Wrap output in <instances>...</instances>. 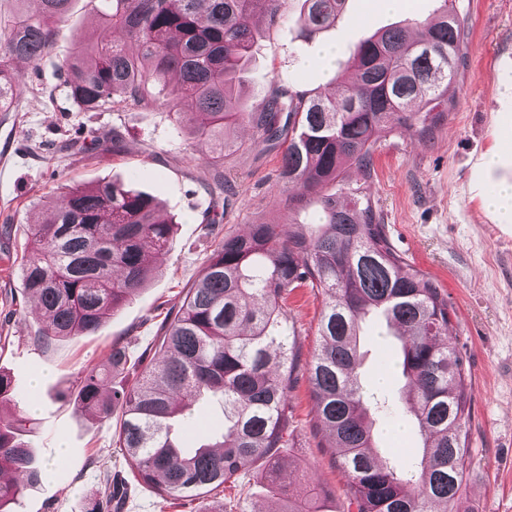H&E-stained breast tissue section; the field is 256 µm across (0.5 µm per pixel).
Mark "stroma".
Returning a JSON list of instances; mask_svg holds the SVG:
<instances>
[{"mask_svg": "<svg viewBox=\"0 0 512 512\" xmlns=\"http://www.w3.org/2000/svg\"><path fill=\"white\" fill-rule=\"evenodd\" d=\"M302 0H286L275 23L259 21L252 57L242 76L245 108L260 106L281 91L328 92L347 78L355 44L381 28L404 26L432 15L442 0H398L382 9L378 0H347L334 27L307 37L296 18ZM467 21L466 54L459 64L453 107L426 139L394 126L375 146L371 175L344 171L351 187L369 186L373 207L395 250L435 280L448 295L450 333L471 374L468 426L471 466L456 512H512V220L486 205L488 194L512 185V0H457ZM100 0H72L51 52L41 60L15 62L24 92L14 111L0 112V372L14 379L15 394L0 403V415L22 413L21 439L41 473L26 487L18 512H81L85 501L106 502L116 481L131 471L115 445L120 413L103 421L76 410L75 387L86 372L105 371L114 343L131 359L151 347L163 320L176 312L184 288L205 266L211 239L205 216L219 184L234 195L222 232L242 235L254 224H277L288 234L297 225L318 227L316 203L290 212L279 175L280 149L269 148L260 130L239 128L238 147L217 162L196 149L200 116L181 125L160 106H120L76 111L66 99L59 66L100 20ZM337 48L331 68L317 50ZM120 128V146L112 144ZM101 137L91 152L79 142ZM118 181L152 195L177 224L167 250L157 255V274L91 336L37 344L43 317L21 292L18 264L25 225L47 215L46 200L71 186ZM321 297L302 287L288 296L285 324L294 336L297 378L288 392L291 435L280 449L295 475L288 490L260 481L254 468L241 473L228 498L257 512H279L287 497L306 498L313 485L326 488L331 512H356L347 498L350 477L320 447L316 409L306 368L318 342ZM394 336L385 323L366 329L360 379L382 400L376 429L385 456L400 466L413 462L418 438L408 415L397 409L398 376H384Z\"/></svg>", "mask_w": 512, "mask_h": 512, "instance_id": "35a3bbf8", "label": "stroma"}]
</instances>
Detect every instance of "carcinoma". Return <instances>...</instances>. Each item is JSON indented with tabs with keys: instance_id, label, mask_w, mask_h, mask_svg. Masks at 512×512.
<instances>
[{
	"instance_id": "cac0c4a2",
	"label": "carcinoma",
	"mask_w": 512,
	"mask_h": 512,
	"mask_svg": "<svg viewBox=\"0 0 512 512\" xmlns=\"http://www.w3.org/2000/svg\"><path fill=\"white\" fill-rule=\"evenodd\" d=\"M70 0H40V10L0 17V112L12 110L22 81L10 61L36 62L49 54ZM99 32L60 65L65 94L80 112L106 106H149L145 85L171 75L161 104L176 118L206 117L197 129L202 155L215 161L234 145L228 128L247 123L265 140L288 139L280 178L298 190L287 208L318 197L321 229L282 237L278 224H253L226 236L212 253L147 364H130L128 347L114 344L104 374L90 371L75 402L102 420L115 409L124 419L118 448L140 485L165 501H199L235 488L241 471L261 460L270 484H288L274 456L288 442V391L293 344L283 327L289 292L320 291V343L308 368L318 420L329 447L351 477L356 512H448L460 498L469 457L471 379L448 335V300L440 287L388 241L370 198L357 188L323 189L346 164L371 177L377 140L395 122L419 124L425 138L450 111L448 90L464 56L466 19L455 0L443 11L401 27L380 29L352 53L356 79L338 96L283 91L258 112L239 103L235 81L252 47L255 22L274 23L284 0H107ZM297 23L311 36L336 22L346 0H303ZM120 30L126 40L112 39ZM40 224L26 225L21 284L45 316L39 343L89 336L137 294L166 249L173 222L155 199L116 182L71 187L48 205ZM380 315L402 332L403 401L421 446L407 469L374 451L375 431L358 378L362 322ZM222 403L224 426L212 443L187 449L175 426L195 402ZM27 418H0V512H16L23 485L38 481L30 448L17 436ZM321 492L288 498L282 512H324Z\"/></svg>"
}]
</instances>
